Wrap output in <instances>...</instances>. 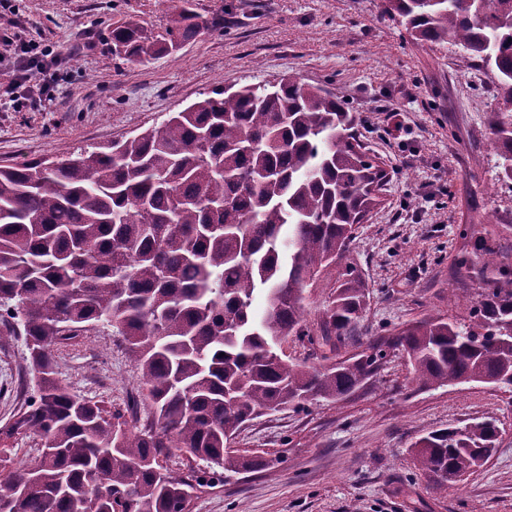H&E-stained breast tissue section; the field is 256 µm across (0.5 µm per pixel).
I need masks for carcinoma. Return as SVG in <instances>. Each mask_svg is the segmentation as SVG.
<instances>
[{"label": "carcinoma", "mask_w": 512, "mask_h": 512, "mask_svg": "<svg viewBox=\"0 0 512 512\" xmlns=\"http://www.w3.org/2000/svg\"><path fill=\"white\" fill-rule=\"evenodd\" d=\"M184 2L160 40L134 24L112 29V54L153 57L192 38L200 16ZM385 10L415 38L491 68L492 144L512 181V0H386ZM357 127L338 95L290 78L215 90L159 128L67 161L0 167V310L19 319L39 374L37 398L0 436L44 441L31 464L0 474V512H85L101 494L100 512H184L200 482L157 473L160 459L185 451L213 476L262 468L228 449L245 422L363 383L382 349L320 367L276 351L290 336L333 351L366 311V283L347 263L319 331L303 319L316 273L344 258L383 202L387 173ZM455 268L483 283L468 321H417L388 345L425 388L512 391V251L481 236ZM95 323L123 338L140 370L139 430L57 378V346ZM496 442L484 421L436 430L415 444L414 466L446 485Z\"/></svg>", "instance_id": "carcinoma-1"}]
</instances>
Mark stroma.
<instances>
[{
    "instance_id": "1",
    "label": "stroma",
    "mask_w": 512,
    "mask_h": 512,
    "mask_svg": "<svg viewBox=\"0 0 512 512\" xmlns=\"http://www.w3.org/2000/svg\"><path fill=\"white\" fill-rule=\"evenodd\" d=\"M203 26L177 50L148 61L112 57V28L162 33L181 0H0V32L68 50L64 81L38 109L0 106V165L25 164L160 127L214 89L294 76L338 94L362 118L389 185L359 225L346 259L360 270L368 309L338 358L361 352L427 317L463 320L452 288L462 230L512 244V183L500 177L491 124L493 78L449 43L414 39L385 0H192ZM223 18V28L211 21ZM23 334L0 341V426L36 395ZM57 377L111 408L148 410L122 337L98 324L56 352ZM475 419L501 435L486 463L442 488L421 477L411 446ZM232 445L267 468L207 481L187 512H512V392L470 382L419 387L399 351L351 394L290 407L247 423Z\"/></svg>"
}]
</instances>
